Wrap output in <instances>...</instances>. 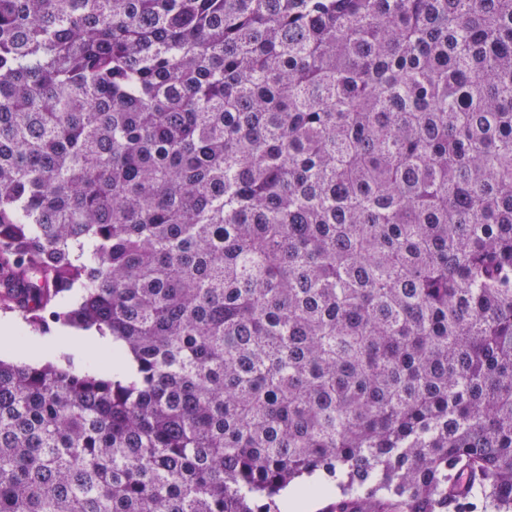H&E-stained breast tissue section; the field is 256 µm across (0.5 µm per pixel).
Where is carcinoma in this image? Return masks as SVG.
Returning <instances> with one entry per match:
<instances>
[{"label":"carcinoma","instance_id":"1","mask_svg":"<svg viewBox=\"0 0 512 512\" xmlns=\"http://www.w3.org/2000/svg\"><path fill=\"white\" fill-rule=\"evenodd\" d=\"M0 512H512V0H0ZM10 318L15 322L16 331L20 334L30 337L22 345H10L6 348V351L10 352V355L15 357L24 356L27 358H37L46 352L58 346H68L73 348L76 352H83L91 350L95 355H110L112 350L118 345L117 342L112 340L110 336H99L95 331H82L77 334L63 332L54 336H46L52 332L59 333L61 331H73L77 329L64 328L58 325H51L45 332L31 331L24 329L23 325L15 321L10 314H5L0 310V319Z\"/></svg>","mask_w":512,"mask_h":512}]
</instances>
